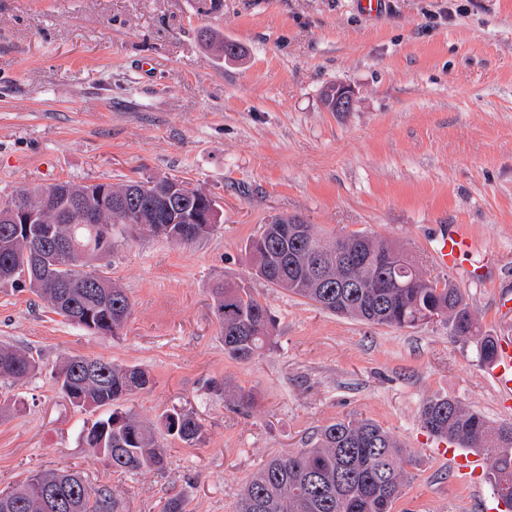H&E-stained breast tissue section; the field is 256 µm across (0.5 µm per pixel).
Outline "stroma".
<instances>
[{
  "instance_id": "35a3bbf8",
  "label": "stroma",
  "mask_w": 512,
  "mask_h": 512,
  "mask_svg": "<svg viewBox=\"0 0 512 512\" xmlns=\"http://www.w3.org/2000/svg\"><path fill=\"white\" fill-rule=\"evenodd\" d=\"M234 42L225 59L216 41ZM351 86L348 112L324 89ZM178 179L222 215L208 239L116 238L108 272L132 308L112 338L71 325L29 291L0 286V343L45 372L14 391L0 420V489L27 470L77 469L121 512H235L268 458L307 447L324 425L370 419L411 452L393 512H498L490 467L463 471L422 425L451 397L495 427L512 424L473 342L445 322L373 325L317 308L254 277L244 247L277 214L335 234L364 231L407 248L429 277L459 288L485 336H512V0H0V196L57 181ZM473 242L441 269L442 230ZM232 279L265 304L275 345L224 352L211 285ZM139 365L152 386L127 402L142 420L194 412L206 441L158 440L163 471L113 472L78 439L48 368L69 356ZM251 393L236 410L212 383Z\"/></svg>"
}]
</instances>
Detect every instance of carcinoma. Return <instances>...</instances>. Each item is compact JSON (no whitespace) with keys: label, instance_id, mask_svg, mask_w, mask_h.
<instances>
[{"label":"carcinoma","instance_id":"carcinoma-1","mask_svg":"<svg viewBox=\"0 0 512 512\" xmlns=\"http://www.w3.org/2000/svg\"><path fill=\"white\" fill-rule=\"evenodd\" d=\"M61 186L79 194L84 189L69 181L55 182L32 191L23 189L11 199L29 196L39 202L48 196L51 209L45 221L31 225L33 234L52 229L74 245L73 258L59 271L61 287L22 279L30 272L26 261L27 238H16L0 223V284L27 288L47 301L55 313L68 309L78 314L92 312L94 326L84 330L118 338L131 313V302L123 289L96 264L104 252L112 251V227L120 225L125 238L134 235L135 225L153 230L149 237L171 236L162 230L169 225L163 214L127 194L129 184L112 190L124 196L125 203L104 214L102 223L86 224L81 213L62 218L68 204L55 190ZM287 219L275 215L263 226L260 235L246 246L253 274L269 286L282 288L305 298L317 307L369 324L397 328L414 327L432 313L448 324L450 333L461 340H475L478 359L491 364L497 357V339L478 336L477 320L459 291L450 282L427 278L419 266L409 264L379 267L375 257L388 251H403L392 241L366 232L348 235L327 234L314 224L307 225L310 238L288 245L279 237L277 222ZM355 256L350 276L322 283L306 275L302 268L311 251L334 256L339 247ZM99 279L104 287L90 288L87 281ZM401 284L399 288H379L383 279ZM214 312L221 325L224 352L234 360L250 362L275 343L274 324L266 305L238 283L222 282L211 288ZM87 356H72L51 367L62 394L73 407L93 413L102 407L111 412L84 426L82 444L111 456L112 470L138 474L163 466L164 455L156 431L133 410L125 407L130 396L148 388L151 373L139 366H122L94 358L97 371L79 375ZM35 359L9 344H0V382L19 385L41 370ZM421 422L432 435L456 443L461 448L491 456L488 473L492 494L512 499V426L494 428L484 417L451 397L426 401ZM161 427L167 435L190 446L205 442L204 426L191 412L172 409L162 415ZM409 462V450L380 424L366 420H340L322 427L313 445L287 455L269 458L248 480L238 495L236 512H392L401 494ZM0 512H117V502L108 488H94L80 474L67 469L31 470L23 484L0 490Z\"/></svg>","mask_w":512,"mask_h":512}]
</instances>
